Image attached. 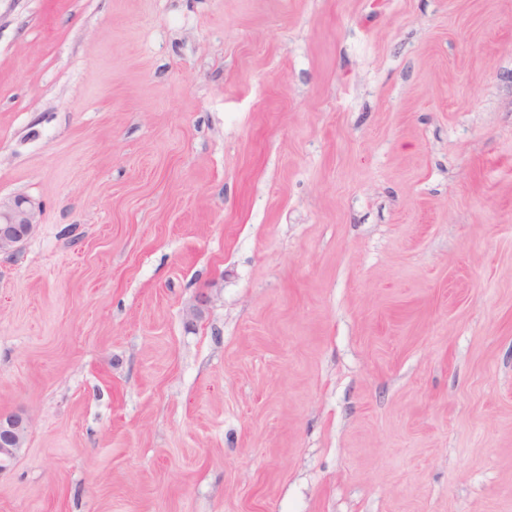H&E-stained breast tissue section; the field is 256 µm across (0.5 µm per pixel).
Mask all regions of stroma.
Returning a JSON list of instances; mask_svg holds the SVG:
<instances>
[{"instance_id":"1","label":"stroma","mask_w":512,"mask_h":512,"mask_svg":"<svg viewBox=\"0 0 512 512\" xmlns=\"http://www.w3.org/2000/svg\"><path fill=\"white\" fill-rule=\"evenodd\" d=\"M0 512H512V0H0ZM37 224L36 210L30 200L17 198L6 205L0 203V252L18 250ZM30 428L24 414H0V473L16 460Z\"/></svg>"}]
</instances>
